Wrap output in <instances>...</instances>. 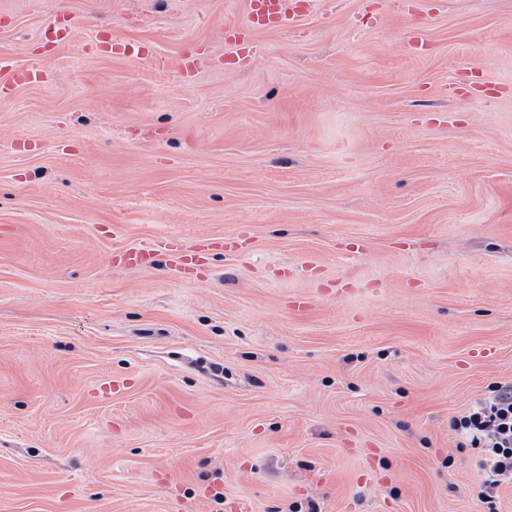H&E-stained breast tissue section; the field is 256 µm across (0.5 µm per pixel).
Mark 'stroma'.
<instances>
[{
	"label": "stroma",
	"mask_w": 512,
	"mask_h": 512,
	"mask_svg": "<svg viewBox=\"0 0 512 512\" xmlns=\"http://www.w3.org/2000/svg\"><path fill=\"white\" fill-rule=\"evenodd\" d=\"M406 3L311 0L230 69L245 0H0L21 64L77 18L0 101V512H485L449 423L512 382V0ZM243 225L200 280L112 270ZM73 20L68 14L59 16L53 23L45 26L38 39L44 43V55L50 57L56 49L66 44L72 34ZM113 50L118 55L133 61L149 57L152 51L148 43L132 40L118 41L113 45Z\"/></svg>",
	"instance_id": "obj_1"
}]
</instances>
